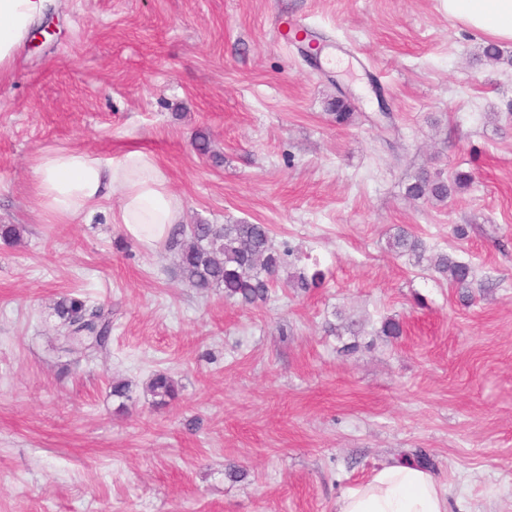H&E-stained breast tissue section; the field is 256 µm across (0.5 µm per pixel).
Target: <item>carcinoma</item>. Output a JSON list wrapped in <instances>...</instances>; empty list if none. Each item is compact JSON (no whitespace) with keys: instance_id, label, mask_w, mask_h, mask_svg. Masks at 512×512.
Wrapping results in <instances>:
<instances>
[{"instance_id":"1","label":"carcinoma","mask_w":512,"mask_h":512,"mask_svg":"<svg viewBox=\"0 0 512 512\" xmlns=\"http://www.w3.org/2000/svg\"><path fill=\"white\" fill-rule=\"evenodd\" d=\"M336 124L347 123L353 114L350 100L338 97L331 102ZM472 176L464 171L455 172L452 179L440 174L421 172L407 187L408 195L447 203L461 189L470 187ZM168 247L177 251V270L185 283L205 296L215 288L224 289V299L241 307L257 306L266 302L272 291L279 268L291 255L290 247L274 246L270 231L264 224H177L172 228ZM390 250L401 256L422 260L424 242L402 230L389 241ZM434 271L458 288L466 289L474 280L472 266L458 261L446 253H439L433 262ZM325 275L320 270L301 272L296 287L305 291L318 288ZM53 311L60 322L59 346L61 352L70 351L76 338L85 343L84 355L92 358L106 349L107 341H93L86 337V330L95 318L111 329L109 312L101 305H90L71 293L60 296ZM147 391L158 405H165L176 398L178 387L165 373L155 374ZM112 397L120 400L119 407L132 399V384L125 380L112 381Z\"/></svg>"}]
</instances>
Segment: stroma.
Instances as JSON below:
<instances>
[{
    "mask_svg": "<svg viewBox=\"0 0 512 512\" xmlns=\"http://www.w3.org/2000/svg\"><path fill=\"white\" fill-rule=\"evenodd\" d=\"M293 25L320 36L319 65L282 39ZM48 27L0 78V224L24 227L0 242V512H336L418 448L449 512H512V42L479 62L485 37L441 0H67ZM58 148L145 150L181 223L268 225L293 249L275 294L200 296L168 248L113 224V199L88 224L46 220L31 164ZM425 170L474 182L408 199ZM402 229L475 285L395 255ZM313 266L325 287H290ZM70 292L112 309L89 362L56 350ZM158 371L178 383L165 406L145 390ZM434 271L441 277L458 288H470L474 280V271L472 266L463 261H458L447 253H438L433 262Z\"/></svg>",
    "mask_w": 512,
    "mask_h": 512,
    "instance_id": "stroma-1",
    "label": "stroma"
}]
</instances>
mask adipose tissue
<instances>
[{
  "mask_svg": "<svg viewBox=\"0 0 512 512\" xmlns=\"http://www.w3.org/2000/svg\"><path fill=\"white\" fill-rule=\"evenodd\" d=\"M62 0H0V75L8 73L31 30L57 12ZM463 26L496 42H512V0H443ZM35 203L60 222L91 217L100 203L118 196L113 223L143 248L168 240L183 210L169 177L155 157L132 149L115 161L86 150L55 149L33 159ZM336 512H448V495L427 469L386 462L365 483L345 491Z\"/></svg>",
  "mask_w": 512,
  "mask_h": 512,
  "instance_id": "1",
  "label": "adipose tissue"
}]
</instances>
